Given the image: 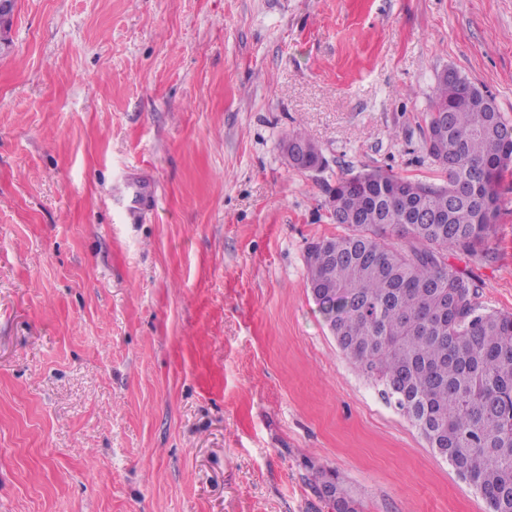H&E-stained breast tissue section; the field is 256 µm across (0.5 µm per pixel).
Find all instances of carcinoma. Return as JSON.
<instances>
[{"mask_svg": "<svg viewBox=\"0 0 512 512\" xmlns=\"http://www.w3.org/2000/svg\"><path fill=\"white\" fill-rule=\"evenodd\" d=\"M488 102L460 74L439 76L424 146L444 183L382 170L339 178L329 198L348 233L310 243L305 262L342 352L447 451L488 512H512V313L480 311L469 275L445 262L450 248L487 250L512 174V125ZM316 492L356 512L339 475L321 474Z\"/></svg>", "mask_w": 512, "mask_h": 512, "instance_id": "cac0c4a2", "label": "carcinoma"}]
</instances>
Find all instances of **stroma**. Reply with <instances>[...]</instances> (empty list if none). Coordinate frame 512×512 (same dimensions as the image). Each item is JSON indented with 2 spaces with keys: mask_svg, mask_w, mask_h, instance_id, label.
I'll list each match as a JSON object with an SVG mask.
<instances>
[{
  "mask_svg": "<svg viewBox=\"0 0 512 512\" xmlns=\"http://www.w3.org/2000/svg\"><path fill=\"white\" fill-rule=\"evenodd\" d=\"M8 38L0 512H333L320 471L357 512H487L342 353L305 254L344 232L338 178L442 183L445 70L512 123V0H18ZM500 192L492 258L448 261L512 313ZM288 140H304L309 141L301 135H292ZM304 141H286L283 147L284 158L290 168L306 171L316 172L318 168L308 165L312 155L320 154V149L311 142Z\"/></svg>",
  "mask_w": 512,
  "mask_h": 512,
  "instance_id": "stroma-1",
  "label": "stroma"
}]
</instances>
